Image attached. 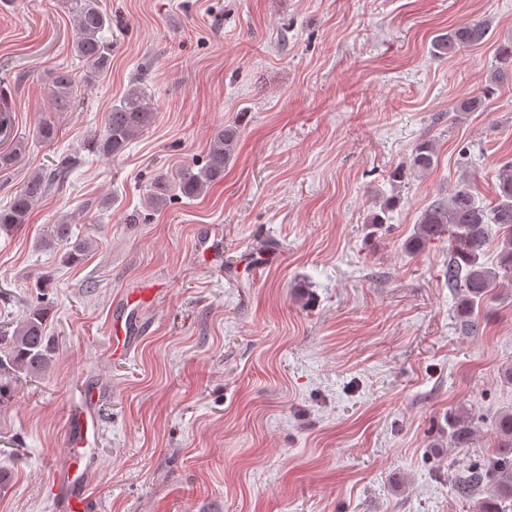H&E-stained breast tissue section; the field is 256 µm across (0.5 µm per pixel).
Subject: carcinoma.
I'll return each instance as SVG.
<instances>
[{"mask_svg":"<svg viewBox=\"0 0 512 512\" xmlns=\"http://www.w3.org/2000/svg\"><path fill=\"white\" fill-rule=\"evenodd\" d=\"M75 26L72 50L87 68V77L108 70L112 64V45L103 37L104 29L112 25V16L103 0H66ZM491 26L484 20L464 22L431 40V55L437 60L454 57L464 48H479L490 39ZM512 77V38L499 43L488 69V85L479 95L461 99L453 106L455 112H478L495 94V88ZM50 100L54 112H74L78 107L75 80L68 70L54 73L50 84ZM156 109L145 90L137 85L112 103L104 131L88 139L85 148L104 158H119L139 135L155 122ZM52 118H44L36 137L48 143L56 137ZM238 143L237 126L217 127L211 136L204 165L188 167L171 177L159 173L147 193L145 204L152 210L164 208L177 190L186 198H195L207 188L224 179V168L235 155ZM22 144L0 152V172L15 167L22 158ZM437 161V149L431 139H421L413 147L408 161L390 172L393 183H402L408 176L432 170ZM75 161L64 156L47 171H38L0 207V230L11 232L25 224L35 206L53 186L67 182ZM399 203L396 196L386 198L367 219V237L376 235L386 223L388 213ZM448 235V288L456 296L458 330L463 336L482 334V323L475 310L495 296L503 281L512 280V164L500 173L497 202L486 211L478 201L476 180L463 174L455 181L450 193L434 200L420 215L414 233L404 240L402 249L416 254L435 237ZM42 245L66 249L63 261L80 262L90 246V239L76 238L72 222L64 217L48 225ZM496 250L497 263L490 267L484 261L488 251ZM46 309L28 308L12 335L3 336L5 358L0 367L9 365L17 372L41 374L53 362L54 348L47 336ZM448 442L455 448H469L474 441L470 416L454 410L448 412ZM493 430L497 438L494 455L472 465L458 478L454 495L469 499L478 497L477 512H505V503L512 502V411L496 415Z\"/></svg>","mask_w":512,"mask_h":512,"instance_id":"cac0c4a2","label":"carcinoma"}]
</instances>
